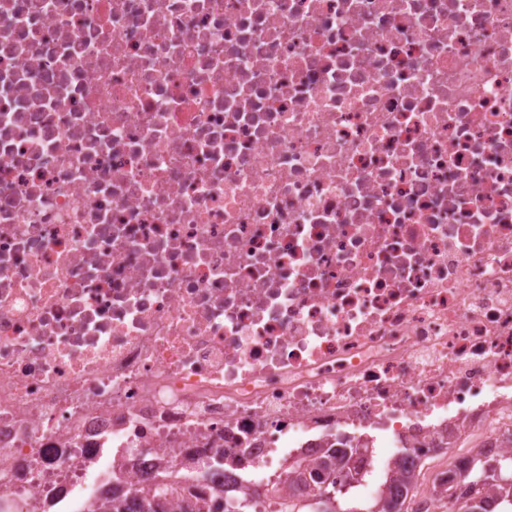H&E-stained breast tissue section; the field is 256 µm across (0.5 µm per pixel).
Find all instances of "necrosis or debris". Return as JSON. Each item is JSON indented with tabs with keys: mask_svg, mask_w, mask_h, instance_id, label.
Here are the masks:
<instances>
[{
	"mask_svg": "<svg viewBox=\"0 0 512 512\" xmlns=\"http://www.w3.org/2000/svg\"><path fill=\"white\" fill-rule=\"evenodd\" d=\"M512 456V0H0V512Z\"/></svg>",
	"mask_w": 512,
	"mask_h": 512,
	"instance_id": "1",
	"label": "necrosis or debris"
}]
</instances>
